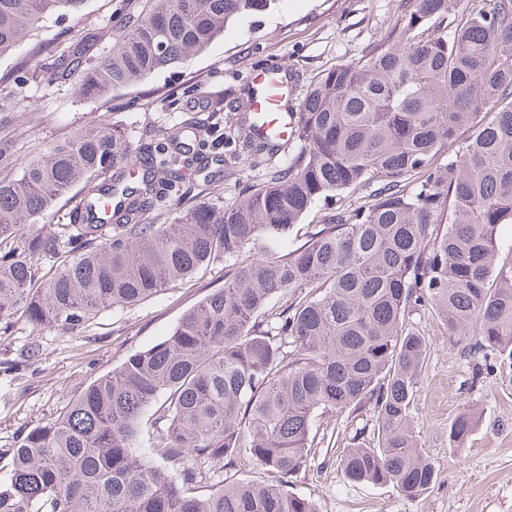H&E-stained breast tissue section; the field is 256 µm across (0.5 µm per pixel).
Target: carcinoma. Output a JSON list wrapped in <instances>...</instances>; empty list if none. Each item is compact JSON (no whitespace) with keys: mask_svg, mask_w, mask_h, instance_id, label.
<instances>
[{"mask_svg":"<svg viewBox=\"0 0 512 512\" xmlns=\"http://www.w3.org/2000/svg\"><path fill=\"white\" fill-rule=\"evenodd\" d=\"M84 2L0 0V59ZM276 2L120 0L108 55L94 56L88 29L44 70L77 79L81 97H105ZM124 107L112 99L111 112L24 163L0 122V332L23 318L78 336L100 311L137 305L218 259L224 287L0 454V512H317L288 478L315 458L319 410L375 417L372 443L341 455L346 482L390 484L409 500L428 492L437 472L413 416L428 347L410 313L429 308L484 361L512 363V266L497 265L499 229L512 224V0H417L382 43L316 80L286 141L260 137L247 111L227 126L198 121L212 149L247 150L266 172L231 202L221 179L185 189L174 224L142 216L179 186L184 127L143 149L113 119ZM79 184L87 206L66 224L45 221ZM105 190L127 200L112 224L89 211ZM333 198L300 247L263 246ZM40 356L29 342L0 374ZM478 421L461 412L452 446ZM242 458L268 482L200 494L196 469L183 466ZM159 459L182 465L179 478Z\"/></svg>","mask_w":512,"mask_h":512,"instance_id":"carcinoma-1","label":"carcinoma"}]
</instances>
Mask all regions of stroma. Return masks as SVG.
Returning a JSON list of instances; mask_svg holds the SVG:
<instances>
[{
    "mask_svg": "<svg viewBox=\"0 0 512 512\" xmlns=\"http://www.w3.org/2000/svg\"><path fill=\"white\" fill-rule=\"evenodd\" d=\"M115 4L87 0L80 14H52L39 37L61 50L93 28L99 34L96 54L105 56L112 48ZM411 6V0H277L268 13L229 23L205 51L122 96L135 99L145 89L165 87L180 98L207 104L230 124L243 116L239 103L252 77L281 64L288 69L291 99L298 103L312 80L381 43L401 11ZM26 94L28 108L11 138V149L22 162L108 107L106 99L80 97L74 82H53L44 73L29 81ZM191 116L187 108L155 98L125 111L122 120L135 141L146 145ZM223 285L224 264L218 261L139 305L102 311L85 333L74 337L18 321L12 335L0 336V360L14 358L20 345L32 339L41 341L43 355L36 374L0 379V452L12 448L20 432L56 419L91 380L161 341L184 312ZM411 325L430 345L414 421L417 439L437 471L434 488L408 500L389 485L345 482L339 456L353 446L358 428L373 427V417L352 421L343 413L319 412L313 429L333 425V437L291 477L290 491L310 498L318 512H512V366L480 373V354L452 343L436 314H415ZM466 407L479 413V423L464 448L456 449L448 433Z\"/></svg>",
    "mask_w": 512,
    "mask_h": 512,
    "instance_id": "1",
    "label": "stroma"
}]
</instances>
